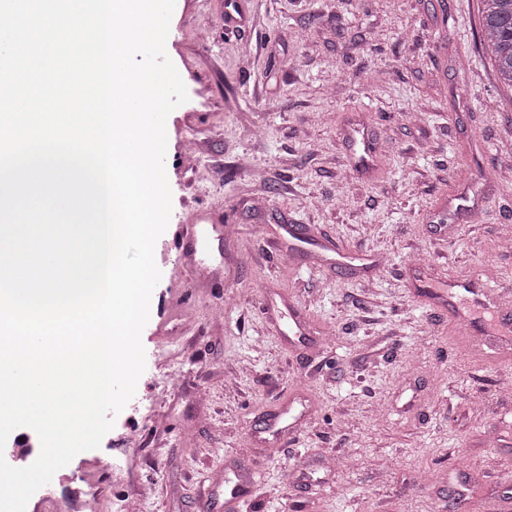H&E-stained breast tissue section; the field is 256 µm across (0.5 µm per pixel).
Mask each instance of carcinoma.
Listing matches in <instances>:
<instances>
[{
    "label": "carcinoma",
    "instance_id": "1",
    "mask_svg": "<svg viewBox=\"0 0 512 512\" xmlns=\"http://www.w3.org/2000/svg\"><path fill=\"white\" fill-rule=\"evenodd\" d=\"M482 36L499 80L512 87V0H482Z\"/></svg>",
    "mask_w": 512,
    "mask_h": 512
}]
</instances>
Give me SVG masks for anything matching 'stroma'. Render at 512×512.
<instances>
[{
	"label": "stroma",
	"instance_id": "obj_1",
	"mask_svg": "<svg viewBox=\"0 0 512 512\" xmlns=\"http://www.w3.org/2000/svg\"><path fill=\"white\" fill-rule=\"evenodd\" d=\"M243 5L241 30L225 29L224 0L171 17L166 53L191 70L166 121L172 213L146 367L100 447L61 475L102 486L100 512L132 498L198 512L200 489L243 465L258 477L240 512H503L512 368L472 360L465 327L409 280L419 262L437 281L477 272L512 290V89L483 48L481 0ZM364 115L382 146L368 177L350 171L343 135ZM191 133L204 149L184 170ZM462 183L487 191L471 224L447 206ZM217 203L235 226L224 268L182 287L179 222ZM286 224L380 265L314 262ZM292 309L309 334L289 332ZM293 395L309 422L250 444Z\"/></svg>",
	"mask_w": 512,
	"mask_h": 512
}]
</instances>
